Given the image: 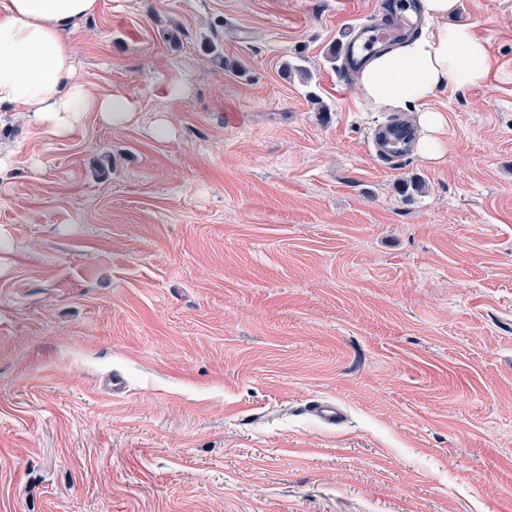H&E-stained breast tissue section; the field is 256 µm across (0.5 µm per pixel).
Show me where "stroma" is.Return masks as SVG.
<instances>
[{
	"label": "stroma",
	"instance_id": "35a3bbf8",
	"mask_svg": "<svg viewBox=\"0 0 512 512\" xmlns=\"http://www.w3.org/2000/svg\"><path fill=\"white\" fill-rule=\"evenodd\" d=\"M376 3L98 0L63 39L130 119L0 108V512H512V0L396 166L417 112L336 58ZM415 140L414 126L404 118L397 117L375 129L369 150L374 157L394 164L411 155ZM311 412L320 423L332 428L341 425L345 417L341 407L332 401L317 402Z\"/></svg>",
	"mask_w": 512,
	"mask_h": 512
}]
</instances>
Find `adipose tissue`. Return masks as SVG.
Masks as SVG:
<instances>
[{
  "label": "adipose tissue",
  "mask_w": 512,
  "mask_h": 512,
  "mask_svg": "<svg viewBox=\"0 0 512 512\" xmlns=\"http://www.w3.org/2000/svg\"><path fill=\"white\" fill-rule=\"evenodd\" d=\"M96 7L97 0H0V107L25 112L54 136L66 134L90 112L113 122L128 117L125 99L93 97L75 79L72 54L62 38ZM489 67L486 47L472 28L451 26L376 55L360 72L358 85L375 107H420L427 132L422 153L433 157L444 118L427 109V102L449 77L470 84Z\"/></svg>",
  "instance_id": "1"
}]
</instances>
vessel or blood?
<instances>
[{"instance_id":"obj_1","label":"vessel or blood","mask_w":512,"mask_h":512,"mask_svg":"<svg viewBox=\"0 0 512 512\" xmlns=\"http://www.w3.org/2000/svg\"><path fill=\"white\" fill-rule=\"evenodd\" d=\"M389 10L395 17L393 25L361 21L347 29L341 40L342 62L347 72L359 70L373 54L414 26L416 12L413 0H391ZM415 140L414 126L404 118L397 117L375 129L369 150L373 156L393 164L411 155ZM311 412L320 423L332 428L341 425L344 420L341 407L332 401L316 403Z\"/></svg>"}]
</instances>
